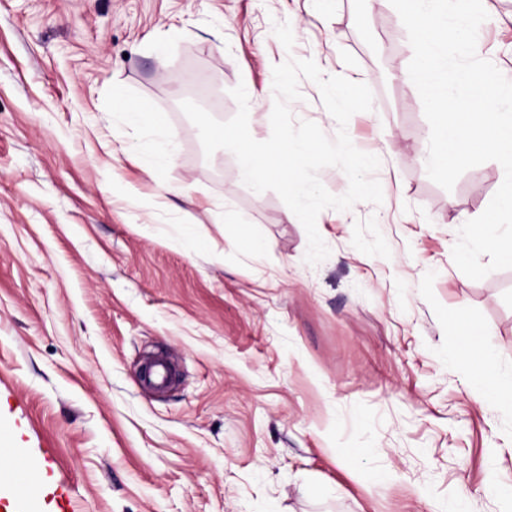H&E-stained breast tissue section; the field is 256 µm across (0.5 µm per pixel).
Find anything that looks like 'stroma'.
I'll list each match as a JSON object with an SVG mask.
<instances>
[{"label": "stroma", "mask_w": 512, "mask_h": 512, "mask_svg": "<svg viewBox=\"0 0 512 512\" xmlns=\"http://www.w3.org/2000/svg\"><path fill=\"white\" fill-rule=\"evenodd\" d=\"M483 6L482 56L512 80V0ZM291 57L373 93L347 131L384 199L322 211L316 265L180 108L229 120L245 84L267 140ZM411 59L389 0H0V454L41 487L0 485V512H512L482 488L512 484V406L473 397L457 336L478 321L512 373V269L452 259L504 175L428 177ZM299 90L295 119L335 138ZM129 104L164 113L167 166ZM151 355L178 370L161 391Z\"/></svg>", "instance_id": "obj_1"}]
</instances>
